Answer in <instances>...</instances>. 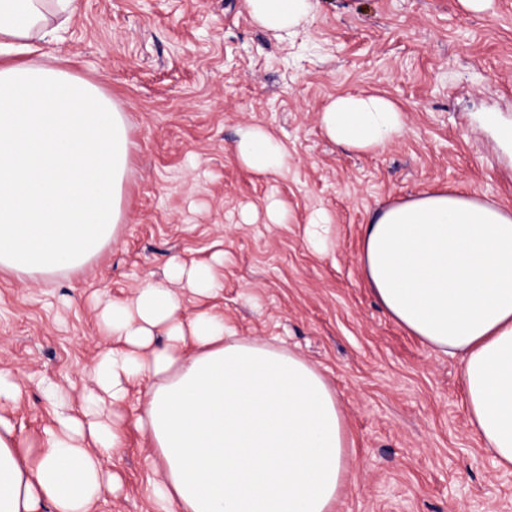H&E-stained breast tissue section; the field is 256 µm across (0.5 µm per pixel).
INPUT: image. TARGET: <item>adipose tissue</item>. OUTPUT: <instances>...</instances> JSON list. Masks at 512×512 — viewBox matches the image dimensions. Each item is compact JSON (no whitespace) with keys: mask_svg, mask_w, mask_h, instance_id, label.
<instances>
[{"mask_svg":"<svg viewBox=\"0 0 512 512\" xmlns=\"http://www.w3.org/2000/svg\"><path fill=\"white\" fill-rule=\"evenodd\" d=\"M81 0H0V271L51 280L77 273L126 214L131 141L124 112L100 84L36 55L62 41ZM252 19L294 29L311 0H246ZM325 134L352 150L402 136L401 112L378 94L336 97ZM238 159L279 173L288 152L246 127ZM361 272L398 326L461 366L472 432L512 471V208L446 188L376 211L364 227ZM218 263L171 259L131 300H109L106 338L81 411L46 387L53 419L21 453L0 417V512H94L119 483L103 461L123 448L104 404L137 394L136 426L151 437L159 473L154 512H334L355 481L350 437L334 390L302 357L239 338L224 316H184L187 294L223 290Z\"/></svg>","mask_w":512,"mask_h":512,"instance_id":"ef3b65f1","label":"adipose tissue"}]
</instances>
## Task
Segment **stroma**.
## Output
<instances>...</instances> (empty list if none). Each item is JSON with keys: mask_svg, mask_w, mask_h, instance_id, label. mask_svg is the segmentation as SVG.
Masks as SVG:
<instances>
[{"mask_svg": "<svg viewBox=\"0 0 512 512\" xmlns=\"http://www.w3.org/2000/svg\"><path fill=\"white\" fill-rule=\"evenodd\" d=\"M45 50L100 81L133 146L127 220L92 263L49 282L0 272V368L22 387L0 414L25 444L52 421L44 382L75 406L87 394L101 300L133 297L172 257L220 254L223 294L186 307H216L238 336L303 356L331 384L356 478L336 512H512V474L470 429L459 362L387 317L359 263L381 207L445 186L512 207V159L479 120H512V0H312L288 35L254 22L246 0H81ZM364 92L391 100L405 130L353 152L319 114ZM247 125L287 148V169L262 177L238 161ZM274 201L286 223L269 221ZM318 211L334 241L323 253L304 235ZM117 412L126 445L104 468L121 483L97 512H153L155 450L131 404Z\"/></svg>", "mask_w": 512, "mask_h": 512, "instance_id": "1", "label": "stroma"}]
</instances>
